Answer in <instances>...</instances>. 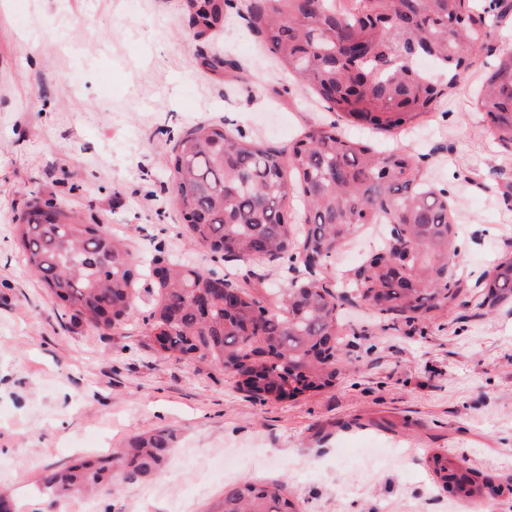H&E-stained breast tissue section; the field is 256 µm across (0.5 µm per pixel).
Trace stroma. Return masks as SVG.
<instances>
[{
	"mask_svg": "<svg viewBox=\"0 0 512 512\" xmlns=\"http://www.w3.org/2000/svg\"><path fill=\"white\" fill-rule=\"evenodd\" d=\"M189 35L182 0H0V489L17 512H210L225 485L283 480L302 512H512L442 491L425 458L441 450L498 478L512 475V302L488 308L479 283L512 252V150L499 147L474 95L512 50V12L431 120L393 134L346 128L421 156L448 191L468 281L447 314L389 328L370 306L344 305L346 369L334 388L260 403L206 361L156 352L143 319L117 330L64 316L29 271L15 220L32 198L108 225L139 261L157 255L220 274L245 268L200 250L173 201L164 160L208 120L288 145L335 115L295 83L248 27ZM224 54L238 72L212 73ZM167 430L155 474L116 479L94 501H49L43 477L78 455H104Z\"/></svg>",
	"mask_w": 512,
	"mask_h": 512,
	"instance_id": "obj_1",
	"label": "stroma"
}]
</instances>
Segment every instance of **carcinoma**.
<instances>
[{
  "mask_svg": "<svg viewBox=\"0 0 512 512\" xmlns=\"http://www.w3.org/2000/svg\"><path fill=\"white\" fill-rule=\"evenodd\" d=\"M227 0H185L194 39L224 23ZM249 25L288 74L345 123L415 127L435 111L490 36L491 17L468 0H250ZM432 57L441 83L415 66ZM475 108L502 148H512V51L488 72ZM166 164L196 245L248 266L284 260L297 273L273 296L252 269L242 279L156 256L155 302L145 336L158 352L220 366L249 396L293 400L336 385L344 369L342 306L361 301L392 325L427 324L465 288L448 191L431 185L407 150H378L334 124H314L286 146L226 132L211 121L180 136ZM303 203L301 220L288 200ZM385 225L356 267L336 274V251L362 227ZM19 246L56 305L97 330L122 327L137 305L143 266L107 225L35 202L18 219ZM482 303L512 299V255L484 278ZM164 431L108 457L82 459L43 478L49 497L112 491L117 472L155 473L171 452ZM427 469L443 491L492 499L512 485L436 451ZM212 512H299L284 481L224 487Z\"/></svg>",
  "mask_w": 512,
  "mask_h": 512,
  "instance_id": "cac0c4a2",
  "label": "carcinoma"
}]
</instances>
